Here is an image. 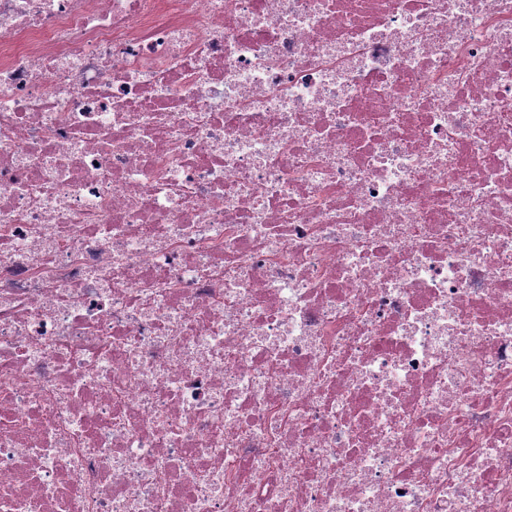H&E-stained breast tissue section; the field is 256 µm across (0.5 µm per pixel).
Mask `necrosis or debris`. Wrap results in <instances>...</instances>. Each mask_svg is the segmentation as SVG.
<instances>
[{"instance_id": "necrosis-or-debris-1", "label": "necrosis or debris", "mask_w": 512, "mask_h": 512, "mask_svg": "<svg viewBox=\"0 0 512 512\" xmlns=\"http://www.w3.org/2000/svg\"><path fill=\"white\" fill-rule=\"evenodd\" d=\"M0 512H512V0H0Z\"/></svg>"}]
</instances>
